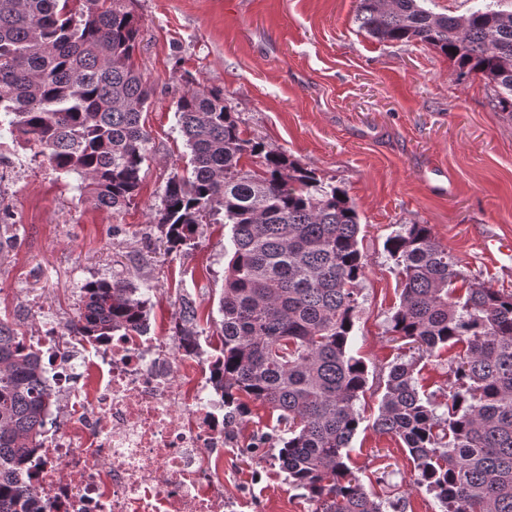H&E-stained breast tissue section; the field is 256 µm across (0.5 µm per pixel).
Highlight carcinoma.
I'll use <instances>...</instances> for the list:
<instances>
[{
    "label": "carcinoma",
    "mask_w": 512,
    "mask_h": 512,
    "mask_svg": "<svg viewBox=\"0 0 512 512\" xmlns=\"http://www.w3.org/2000/svg\"><path fill=\"white\" fill-rule=\"evenodd\" d=\"M71 2L0 0V131L79 176L95 205L118 210L136 196L148 153L141 116L152 88L134 64L139 26L126 0H84L79 10ZM422 2L358 0L355 22L380 41L440 51L459 75L493 84L496 106L512 116V10L475 0L447 15ZM177 114L190 175L173 172L154 223L169 253L219 215L231 225L212 376L225 417L245 420L256 401L277 414L282 433L264 439L315 512H385L351 467L368 384L351 346L366 267L355 204L245 136L223 93L188 90ZM245 158L260 168H245ZM386 252L401 275L394 339L422 358L458 351L442 402L418 390L416 361L392 363L373 427L407 449L415 482L443 512H512V292L474 281L456 294L463 273L428 224L399 225ZM81 293L67 324L77 336L107 338L146 321L145 301L125 281H89ZM182 323L184 339L196 340L197 313L185 309ZM46 374L40 352L0 322V512H45V496L20 472L42 447L54 403Z\"/></svg>",
    "instance_id": "cac0c4a2"
}]
</instances>
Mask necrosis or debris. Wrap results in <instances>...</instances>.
<instances>
[{"label": "necrosis or debris", "instance_id": "1", "mask_svg": "<svg viewBox=\"0 0 512 512\" xmlns=\"http://www.w3.org/2000/svg\"><path fill=\"white\" fill-rule=\"evenodd\" d=\"M25 343L63 395L26 477L46 512H227L224 406L199 346L147 324L100 340L48 329Z\"/></svg>", "mask_w": 512, "mask_h": 512}]
</instances>
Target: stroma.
<instances>
[{
    "label": "stroma",
    "mask_w": 512,
    "mask_h": 512,
    "mask_svg": "<svg viewBox=\"0 0 512 512\" xmlns=\"http://www.w3.org/2000/svg\"><path fill=\"white\" fill-rule=\"evenodd\" d=\"M139 21L135 63L153 88L142 117L150 134L142 182L118 211L93 205L80 180L52 170L33 146L0 144V211L10 241L0 250V321L19 335L65 325L81 306V287L128 280L146 301L158 334L198 313L204 351L218 345L219 302L231 232L200 225L192 248L165 253L153 222L167 181L188 149L176 103L189 89H222L250 137L346 189L360 216L365 258L361 309L352 347L368 372L358 402L364 421L353 467L386 512H441L412 479L400 443L373 426L376 387L397 358L390 318L399 275L384 243L402 224H428L473 281L512 290L511 261L491 262L485 241L512 238V118L495 105L483 78L459 76L444 54L420 43L380 41L359 30L357 0H128ZM43 303L25 314L28 297ZM231 422L224 451V499L231 512H315L262 436L276 424L252 403Z\"/></svg>",
    "instance_id": "35a3bbf8"
}]
</instances>
